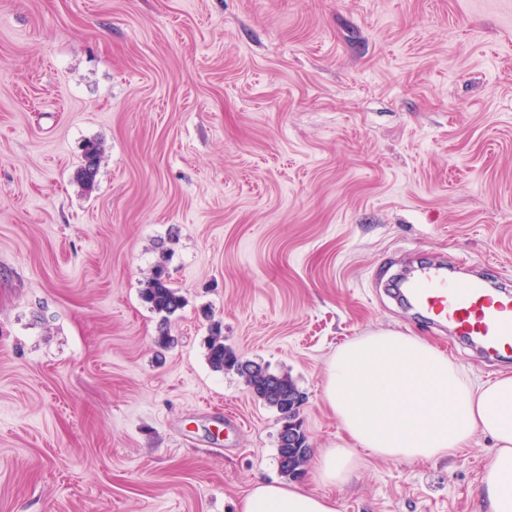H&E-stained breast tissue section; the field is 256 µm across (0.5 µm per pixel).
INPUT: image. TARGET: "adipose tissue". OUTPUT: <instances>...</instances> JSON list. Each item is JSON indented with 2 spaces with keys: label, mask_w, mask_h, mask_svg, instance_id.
I'll return each instance as SVG.
<instances>
[{
  "label": "adipose tissue",
  "mask_w": 512,
  "mask_h": 512,
  "mask_svg": "<svg viewBox=\"0 0 512 512\" xmlns=\"http://www.w3.org/2000/svg\"><path fill=\"white\" fill-rule=\"evenodd\" d=\"M324 399L348 448L319 454L313 475L344 486L357 449L398 460L451 459L479 434L496 442L480 477L484 512H512V374L474 383L435 346L393 330L368 333L337 348ZM240 512H336L334 500L277 482L256 483Z\"/></svg>",
  "instance_id": "adipose-tissue-1"
}]
</instances>
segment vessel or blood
<instances>
[{"label":"vessel or blood","mask_w":512,"mask_h":512,"mask_svg":"<svg viewBox=\"0 0 512 512\" xmlns=\"http://www.w3.org/2000/svg\"><path fill=\"white\" fill-rule=\"evenodd\" d=\"M405 293L430 323L474 338L484 351L512 356V292L495 293L484 279H451L440 269L425 266L408 281Z\"/></svg>","instance_id":"obj_1"}]
</instances>
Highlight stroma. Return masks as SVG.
I'll list each match as a JSON object with an SVG mask.
<instances>
[{
  "label": "stroma",
  "mask_w": 512,
  "mask_h": 512,
  "mask_svg": "<svg viewBox=\"0 0 512 512\" xmlns=\"http://www.w3.org/2000/svg\"><path fill=\"white\" fill-rule=\"evenodd\" d=\"M166 248L163 349L141 289ZM421 261L512 285V0H0V512H239L280 480L279 416L212 370L215 322L305 394L316 454L350 444L324 380L369 332L512 373L389 297ZM492 446L297 483L476 512ZM83 156L85 158V166L80 170L81 179L86 187L90 188L94 183L95 170L97 167L98 156L100 153L99 145L96 142L89 141L83 146Z\"/></svg>",
  "instance_id": "stroma-1"
}]
</instances>
